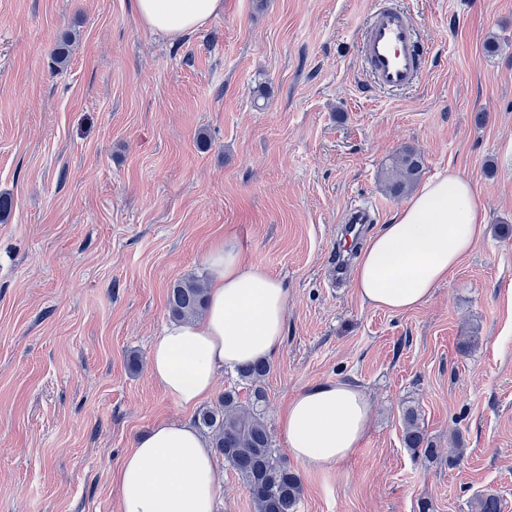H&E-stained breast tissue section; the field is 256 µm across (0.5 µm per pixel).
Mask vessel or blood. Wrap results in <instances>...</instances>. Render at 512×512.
<instances>
[{
    "instance_id": "obj_1",
    "label": "vessel or blood",
    "mask_w": 512,
    "mask_h": 512,
    "mask_svg": "<svg viewBox=\"0 0 512 512\" xmlns=\"http://www.w3.org/2000/svg\"><path fill=\"white\" fill-rule=\"evenodd\" d=\"M357 50L370 77L372 88L404 90L414 87L425 73L429 60L423 50L419 27L409 12L374 0L367 21L356 38ZM379 203L355 200L347 205L341 222L344 241L356 242L365 225L374 223ZM351 261L348 250H337L326 271L329 285L342 283Z\"/></svg>"
}]
</instances>
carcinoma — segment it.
Returning <instances> with one entry per match:
<instances>
[{
	"mask_svg": "<svg viewBox=\"0 0 512 512\" xmlns=\"http://www.w3.org/2000/svg\"><path fill=\"white\" fill-rule=\"evenodd\" d=\"M423 166V157L418 152L402 150L393 159L391 176L387 178L390 194H405L420 177ZM206 303L207 288L196 278L178 280L168 290V310L177 321L201 316ZM270 370V363L265 360L238 367L237 376L250 391L248 404L239 401L236 391L226 390L217 406L198 412L196 422L208 436L211 447L224 456V462L247 489L254 512H298L302 495L300 475L274 448L263 416L267 401L264 380ZM405 421L404 447L428 461L437 458V449L417 425L415 413L407 412ZM471 510L502 512V503L495 494L481 493L471 502Z\"/></svg>",
	"mask_w": 512,
	"mask_h": 512,
	"instance_id": "1",
	"label": "carcinoma"
}]
</instances>
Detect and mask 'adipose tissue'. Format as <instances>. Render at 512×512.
<instances>
[{
	"label": "adipose tissue",
	"mask_w": 512,
	"mask_h": 512,
	"mask_svg": "<svg viewBox=\"0 0 512 512\" xmlns=\"http://www.w3.org/2000/svg\"><path fill=\"white\" fill-rule=\"evenodd\" d=\"M149 30L184 37L224 10V0H135ZM486 230L473 185L448 169L428 179L390 224L372 235L353 275L360 299L393 313L425 306ZM208 308L167 327L151 347L149 374L179 407L208 399L224 370L276 351L288 294L263 266L246 265L233 237L204 258ZM370 400L360 388L329 382L293 397L279 418L292 457L311 470L345 460L364 438ZM120 512H215L214 450L188 421L163 422L141 436L113 473Z\"/></svg>",
	"instance_id": "obj_1"
}]
</instances>
